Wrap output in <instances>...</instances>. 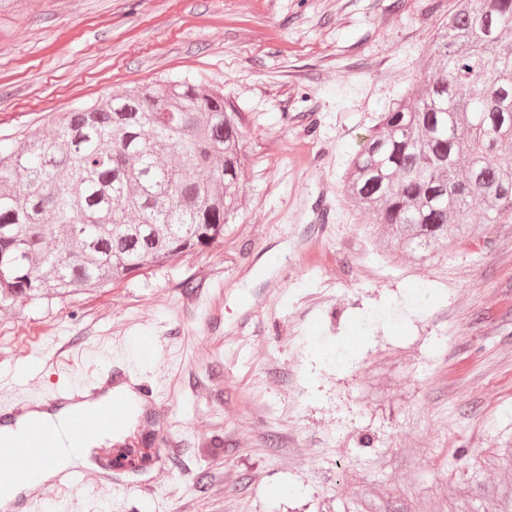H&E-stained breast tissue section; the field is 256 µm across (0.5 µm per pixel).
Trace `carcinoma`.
<instances>
[{"mask_svg":"<svg viewBox=\"0 0 512 512\" xmlns=\"http://www.w3.org/2000/svg\"><path fill=\"white\" fill-rule=\"evenodd\" d=\"M512 0H455L424 73L350 159L378 245L416 261L512 224ZM241 113L189 80L78 105L0 149V302L104 288L224 238ZM482 210L480 224L472 221ZM336 512H410L353 492Z\"/></svg>","mask_w":512,"mask_h":512,"instance_id":"obj_1","label":"carcinoma"}]
</instances>
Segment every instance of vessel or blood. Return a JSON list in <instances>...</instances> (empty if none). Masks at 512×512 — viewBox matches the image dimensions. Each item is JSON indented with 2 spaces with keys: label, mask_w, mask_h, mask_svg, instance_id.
<instances>
[{
  "label": "vessel or blood",
  "mask_w": 512,
  "mask_h": 512,
  "mask_svg": "<svg viewBox=\"0 0 512 512\" xmlns=\"http://www.w3.org/2000/svg\"><path fill=\"white\" fill-rule=\"evenodd\" d=\"M137 410L143 433L157 434L160 413L152 385L127 369L112 366L77 386L62 388L34 401L20 400L0 410V490L26 485V492L0 503V512H35L38 492L32 487L36 478L57 458L62 450L85 447L101 435L119 428L122 415ZM65 413L59 431H52L40 420V413ZM95 469L75 468L57 478L61 489H78L89 496L98 491L119 492L112 479L116 470L140 466L138 457L117 456L99 450Z\"/></svg>",
  "instance_id": "obj_1"
}]
</instances>
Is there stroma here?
Wrapping results in <instances>:
<instances>
[{
    "instance_id": "35a3bbf8",
    "label": "stroma",
    "mask_w": 512,
    "mask_h": 512,
    "mask_svg": "<svg viewBox=\"0 0 512 512\" xmlns=\"http://www.w3.org/2000/svg\"><path fill=\"white\" fill-rule=\"evenodd\" d=\"M455 0H10L0 147L149 83L223 88L242 114L222 240L105 288L0 304V405L118 363L152 382L176 462L117 472L108 512H334L435 483L425 512H495L512 470V224L415 263L343 191ZM434 294L427 313L410 288ZM156 336L150 358L133 346ZM448 453L447 475L437 457Z\"/></svg>"
}]
</instances>
